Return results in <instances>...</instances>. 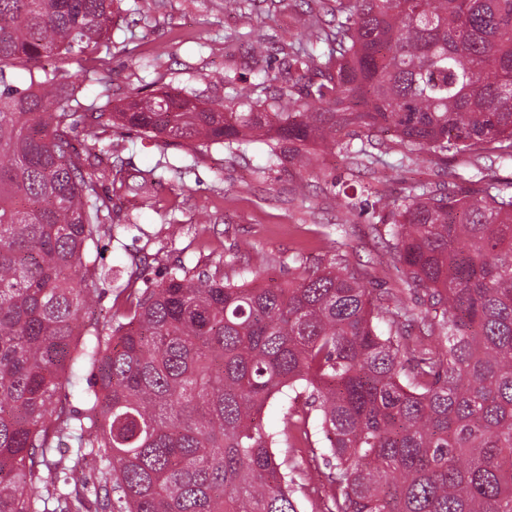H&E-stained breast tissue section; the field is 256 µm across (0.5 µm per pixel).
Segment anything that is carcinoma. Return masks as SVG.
Returning <instances> with one entry per match:
<instances>
[{"instance_id": "obj_1", "label": "carcinoma", "mask_w": 512, "mask_h": 512, "mask_svg": "<svg viewBox=\"0 0 512 512\" xmlns=\"http://www.w3.org/2000/svg\"><path fill=\"white\" fill-rule=\"evenodd\" d=\"M113 2L0 0V512H299L323 465L325 512H512V193L495 168L512 160V0H318L281 47L317 80L262 112L166 91L112 111L110 73L83 62ZM247 45L271 81L270 38ZM80 118L240 157L260 143L263 170L307 165L313 144L368 168L363 131L395 132L402 170L423 153L479 167L386 205L395 291L368 288L338 242L275 288L249 266L234 283L178 265L128 295L124 321L87 325L88 250L112 235L104 182L149 194L178 167L103 166L108 149L75 143ZM419 292L442 319L408 303ZM84 371L74 411L59 393ZM278 397L309 410L267 428Z\"/></svg>"}]
</instances>
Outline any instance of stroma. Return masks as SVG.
Listing matches in <instances>:
<instances>
[{
    "mask_svg": "<svg viewBox=\"0 0 512 512\" xmlns=\"http://www.w3.org/2000/svg\"><path fill=\"white\" fill-rule=\"evenodd\" d=\"M313 0H255L245 14L224 9V0H121L110 48L91 57L93 66L112 75V103L160 90L193 91L202 102L226 99L214 77L235 72L236 86L252 102L269 92L258 86L245 56L243 34L260 31L282 43L306 31ZM86 145L106 146L139 169L160 158L185 167L183 176L164 172L157 193L143 196L124 185L103 190L121 206L111 237L92 254L99 267L123 270L133 288L161 279L173 266L190 272H219L237 280L239 264L258 272V282L275 286L295 276L299 265L327 264L336 247L337 225L347 230L345 251L363 269L369 287L382 291L401 285L394 268L380 265L383 242L372 217L398 198L403 183L395 169L399 142L395 133L373 136L379 159L373 169H351L342 156L316 147L313 167L282 173L262 171V156L231 157L222 145L194 151L160 137L126 135L116 127L89 134L77 127ZM469 162L463 155L437 160L421 155L409 178L455 185ZM353 207H346V199ZM238 265H231V257Z\"/></svg>",
    "mask_w": 512,
    "mask_h": 512,
    "instance_id": "obj_1",
    "label": "stroma"
}]
</instances>
